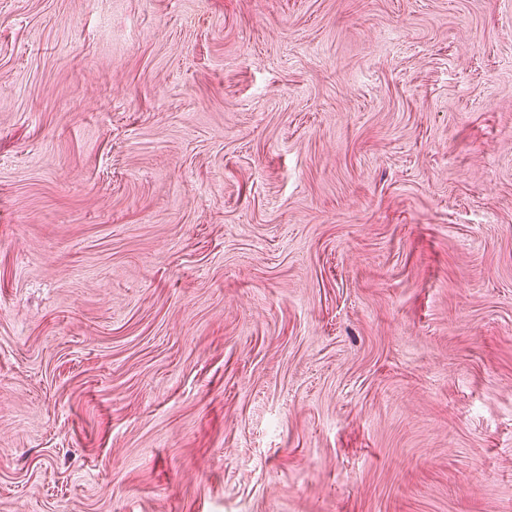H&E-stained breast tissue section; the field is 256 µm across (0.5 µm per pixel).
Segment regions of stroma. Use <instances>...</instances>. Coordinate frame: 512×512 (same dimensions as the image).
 <instances>
[{"label":"stroma","instance_id":"obj_1","mask_svg":"<svg viewBox=\"0 0 512 512\" xmlns=\"http://www.w3.org/2000/svg\"><path fill=\"white\" fill-rule=\"evenodd\" d=\"M0 512H512V0H0Z\"/></svg>","mask_w":512,"mask_h":512}]
</instances>
